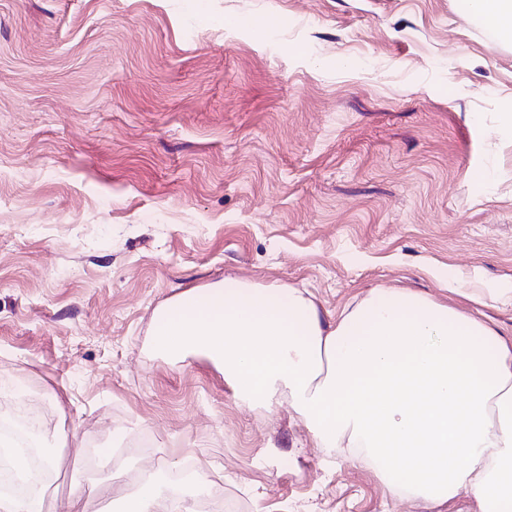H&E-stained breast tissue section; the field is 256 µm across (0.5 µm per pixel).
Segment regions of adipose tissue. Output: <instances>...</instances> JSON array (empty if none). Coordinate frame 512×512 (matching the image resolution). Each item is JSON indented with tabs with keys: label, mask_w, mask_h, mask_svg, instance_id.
I'll use <instances>...</instances> for the list:
<instances>
[{
	"label": "adipose tissue",
	"mask_w": 512,
	"mask_h": 512,
	"mask_svg": "<svg viewBox=\"0 0 512 512\" xmlns=\"http://www.w3.org/2000/svg\"><path fill=\"white\" fill-rule=\"evenodd\" d=\"M512 43V0H468ZM155 353L200 352L237 398L287 399L319 447L368 465L387 489L440 506L461 495L482 512H512V336L426 295L376 289L326 319L307 290L228 279L156 313ZM13 468L27 497L0 512H44L27 457ZM181 488L140 483L119 512H190Z\"/></svg>",
	"instance_id": "adipose-tissue-1"
}]
</instances>
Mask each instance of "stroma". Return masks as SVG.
<instances>
[{
    "mask_svg": "<svg viewBox=\"0 0 512 512\" xmlns=\"http://www.w3.org/2000/svg\"><path fill=\"white\" fill-rule=\"evenodd\" d=\"M512 45L466 0H0V417L53 449L47 501L113 512L202 468L238 512L431 509L287 405L151 349L156 311L240 279L327 317L404 288L512 332L438 274L512 289Z\"/></svg>",
    "mask_w": 512,
    "mask_h": 512,
    "instance_id": "35a3bbf8",
    "label": "stroma"
}]
</instances>
